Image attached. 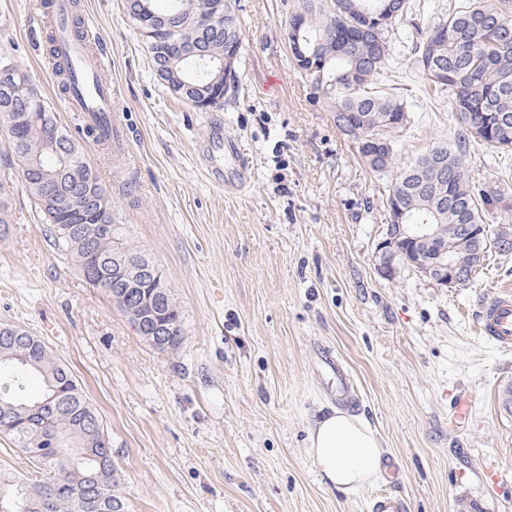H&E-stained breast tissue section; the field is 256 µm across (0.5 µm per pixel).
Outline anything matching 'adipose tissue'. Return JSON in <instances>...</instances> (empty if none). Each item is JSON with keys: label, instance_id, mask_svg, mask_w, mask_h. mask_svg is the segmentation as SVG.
<instances>
[{"label": "adipose tissue", "instance_id": "ef3b65f1", "mask_svg": "<svg viewBox=\"0 0 512 512\" xmlns=\"http://www.w3.org/2000/svg\"><path fill=\"white\" fill-rule=\"evenodd\" d=\"M309 451L327 483L347 493L371 484L382 471V449L372 429L337 410L315 423Z\"/></svg>", "mask_w": 512, "mask_h": 512}]
</instances>
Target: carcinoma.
<instances>
[{"instance_id": "obj_1", "label": "carcinoma", "mask_w": 512, "mask_h": 512, "mask_svg": "<svg viewBox=\"0 0 512 512\" xmlns=\"http://www.w3.org/2000/svg\"><path fill=\"white\" fill-rule=\"evenodd\" d=\"M172 6L158 12L180 13L194 29L192 37L171 35L164 23L143 27L151 58L160 78L187 100L198 96L180 84L185 80L203 87L218 80L217 62L224 54V34L199 25L208 0H171ZM390 5L393 19L408 12V0H297L296 10L309 15L304 36L319 44L325 59L322 73H307L312 85L322 84V96L333 116L343 112L364 113L369 119L355 123L345 135L352 139L362 162L373 171L391 167L364 157L363 144L377 136L392 135L408 124L406 106L396 96L377 89L380 77L389 70L388 24L373 27L357 45L352 61L336 56V43L347 34H358L361 13ZM409 68L431 87L451 94L458 116L455 143L446 146L437 161L447 173L448 207L436 216L425 202L428 156L426 151L399 171L388 190L387 202L397 198L407 208L406 224H442V240L448 251L466 263L457 242L467 224H483L491 210L512 218V199L475 182L466 166L472 143L512 153V0H454L448 14L421 33L414 42ZM20 76L13 90L0 91V128L8 136L21 173L38 164L58 172L55 192L33 177L24 181L50 226L54 244L67 251L81 266L89 248L99 251L107 264L112 255H135L137 251L119 244L122 227L97 214L85 223L81 211L92 212L93 201L109 195L96 170L87 161L80 144L59 123L56 113L18 66ZM442 71L444 81L431 78ZM159 310L173 319L181 312L172 291L156 300ZM26 329L0 325V436L19 448L36 466V476L0 473V512H87L78 493L83 477L102 473L101 512H126L115 493L117 468L112 447L102 443L94 422H102L78 382H68L70 370L31 334L17 345L9 332ZM41 380L38 395L25 392V380Z\"/></svg>"}]
</instances>
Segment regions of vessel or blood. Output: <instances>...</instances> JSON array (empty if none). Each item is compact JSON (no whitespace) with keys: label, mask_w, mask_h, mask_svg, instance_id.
Returning a JSON list of instances; mask_svg holds the SVG:
<instances>
[{"label":"vessel or blood","mask_w":512,"mask_h":512,"mask_svg":"<svg viewBox=\"0 0 512 512\" xmlns=\"http://www.w3.org/2000/svg\"><path fill=\"white\" fill-rule=\"evenodd\" d=\"M54 12L59 32V55L75 77L74 90L67 98L69 111L81 114L115 112L112 88L102 79V72L108 65L107 58L101 54L89 56L85 42L72 36L70 0H55ZM230 145L223 128L212 130L207 150V161L212 172L222 171L224 150ZM475 323L480 336L497 350L512 352V289H506L480 305L475 313ZM319 358L334 374L336 405H350L352 399L347 376L332 351L326 347L320 348Z\"/></svg>","instance_id":"vessel-or-blood-1"}]
</instances>
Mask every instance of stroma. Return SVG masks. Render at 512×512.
<instances>
[{
	"instance_id": "stroma-1",
	"label": "stroma",
	"mask_w": 512,
	"mask_h": 512,
	"mask_svg": "<svg viewBox=\"0 0 512 512\" xmlns=\"http://www.w3.org/2000/svg\"><path fill=\"white\" fill-rule=\"evenodd\" d=\"M75 3L96 21L128 132L123 156L89 138L81 147L126 246L171 288L183 339L154 348L52 244L1 132L0 323L38 336L100 412L126 512H370L385 492L407 512H512V411L500 399L512 353L472 318L512 285V253L489 255L460 287L408 268L388 279L374 261L397 168L459 128L450 96L405 71L418 29L448 0H410L389 29L383 86L411 123L387 172L364 166L297 70L284 36L296 0H237L238 84L208 112L159 78L125 0ZM43 12L41 0H0V60L25 70L70 129ZM214 119L238 146L224 158L225 189L197 155ZM466 164L475 182L512 187V157L476 145ZM323 345L352 375L357 415L383 450L382 475L350 493L329 486L308 452L311 425L334 409Z\"/></svg>"
}]
</instances>
